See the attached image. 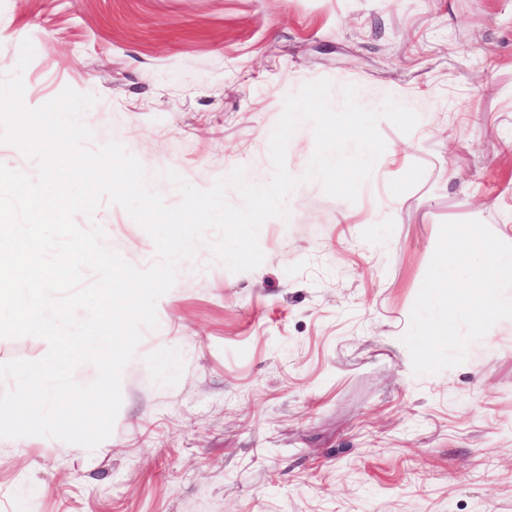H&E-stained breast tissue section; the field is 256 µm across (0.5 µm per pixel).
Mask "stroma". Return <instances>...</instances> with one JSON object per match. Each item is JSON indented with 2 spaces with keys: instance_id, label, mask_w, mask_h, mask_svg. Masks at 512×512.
Wrapping results in <instances>:
<instances>
[{
  "instance_id": "stroma-1",
  "label": "stroma",
  "mask_w": 512,
  "mask_h": 512,
  "mask_svg": "<svg viewBox=\"0 0 512 512\" xmlns=\"http://www.w3.org/2000/svg\"><path fill=\"white\" fill-rule=\"evenodd\" d=\"M26 39L27 107L95 96L93 146L121 143L170 206L168 169L201 190L238 166L272 179L271 132L307 83L419 121L379 120L353 203L304 180L301 123L263 263L233 272L199 244L107 439L0 438V512H512V319L435 374L402 341L443 223L512 244V0H0V82ZM76 221L137 269L160 261L120 205Z\"/></svg>"
}]
</instances>
